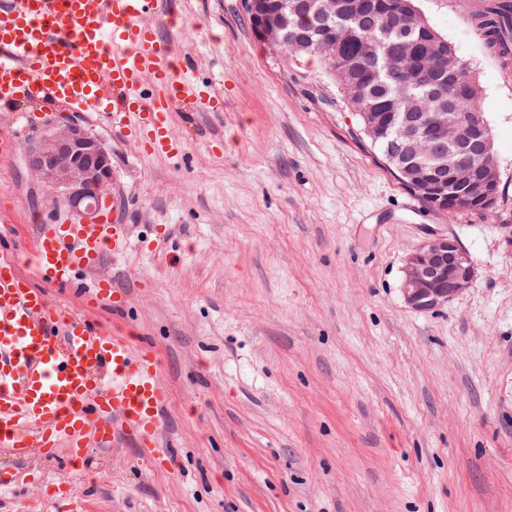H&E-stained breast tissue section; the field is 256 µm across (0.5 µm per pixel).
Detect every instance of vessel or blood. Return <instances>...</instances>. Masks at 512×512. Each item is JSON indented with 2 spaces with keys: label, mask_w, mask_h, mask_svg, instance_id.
<instances>
[{
  "label": "vessel or blood",
  "mask_w": 512,
  "mask_h": 512,
  "mask_svg": "<svg viewBox=\"0 0 512 512\" xmlns=\"http://www.w3.org/2000/svg\"><path fill=\"white\" fill-rule=\"evenodd\" d=\"M157 7L158 0H0V100L104 112L150 154L180 155L171 112L216 102L179 72L174 39L152 21ZM127 233L113 218L41 225L28 276L17 253L0 252L1 488L27 485L33 461L60 457L81 471L93 444L105 449L123 440L170 457L158 446L171 391L156 350L87 315L112 298L111 281L96 271ZM79 272L95 276L81 313L29 282L65 285ZM53 489L60 512H82L72 480Z\"/></svg>",
  "instance_id": "1"
}]
</instances>
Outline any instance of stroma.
Segmentation results:
<instances>
[{"mask_svg": "<svg viewBox=\"0 0 512 512\" xmlns=\"http://www.w3.org/2000/svg\"><path fill=\"white\" fill-rule=\"evenodd\" d=\"M185 76L218 112L173 113L177 159L144 153L106 116L125 250L80 289L112 282L92 319L160 355L172 393L160 468L127 444L91 449L87 512H512V81L464 21L478 0H421L482 86L503 195L495 218L433 212L386 169L337 83L258 40L244 0H160ZM65 106L0 105L28 142ZM69 207L0 160V250ZM455 238L476 277L418 311L407 257Z\"/></svg>", "mask_w": 512, "mask_h": 512, "instance_id": "stroma-1", "label": "stroma"}]
</instances>
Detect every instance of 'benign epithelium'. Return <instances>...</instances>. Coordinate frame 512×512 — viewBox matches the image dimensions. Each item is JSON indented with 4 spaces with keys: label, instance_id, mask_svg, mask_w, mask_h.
Listing matches in <instances>:
<instances>
[{
    "label": "benign epithelium",
    "instance_id": "1",
    "mask_svg": "<svg viewBox=\"0 0 512 512\" xmlns=\"http://www.w3.org/2000/svg\"><path fill=\"white\" fill-rule=\"evenodd\" d=\"M246 10L254 17L259 41L287 56L279 29L266 21L262 0H246ZM400 24L418 29L425 37L423 51L415 53L417 65L398 74L404 98L413 106L421 97L416 88L430 86L436 94L445 86L463 88L471 95L482 94L480 85L465 78L463 66L453 49L429 26L423 12L411 0H401L394 10ZM293 22H323V35L312 45L297 49L323 56L341 55V40L329 22L346 31L352 24L368 22L363 0H296L291 5ZM448 58V68L435 70L429 59ZM402 132L393 140L388 160L395 164L404 186L431 211L446 215L466 213L465 202L479 199L487 212L497 208L502 195L497 154L491 130L482 112L400 113ZM361 131L373 141L382 139L386 128L374 112H363ZM26 169L38 183L84 217L93 218L101 205L112 200V152L107 145L79 122L68 119L47 125L23 148ZM475 267L469 253L458 241L436 236L423 242L408 258L403 288L407 303L426 310L447 303L469 288Z\"/></svg>",
    "mask_w": 512,
    "mask_h": 512
}]
</instances>
